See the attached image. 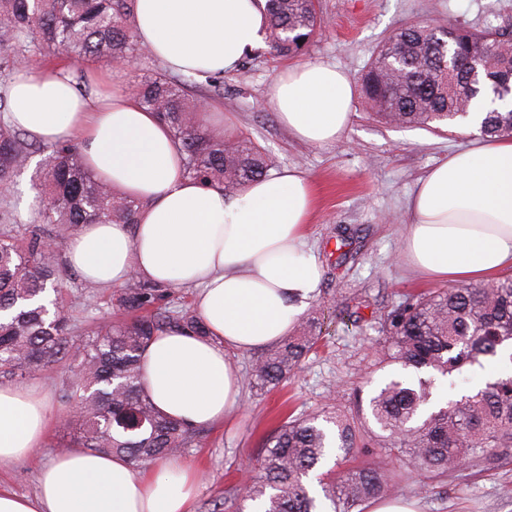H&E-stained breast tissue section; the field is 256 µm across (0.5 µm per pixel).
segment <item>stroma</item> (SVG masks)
Returning <instances> with one entry per match:
<instances>
[{"label": "stroma", "mask_w": 512, "mask_h": 512, "mask_svg": "<svg viewBox=\"0 0 512 512\" xmlns=\"http://www.w3.org/2000/svg\"><path fill=\"white\" fill-rule=\"evenodd\" d=\"M319 5L326 26L304 59L338 65L354 80L378 46L400 27L448 22L472 28L486 23L512 27V0H319ZM292 65V60L272 58L263 44L224 75V127L264 147L273 170L295 167L314 183L316 208L309 237L321 268L314 302L323 310L322 337L297 373L273 389L253 384L258 352L237 355L239 408L223 426L205 429L202 446L182 456L200 474L192 512H235L238 494L259 472L266 435L283 418L311 415L330 403L352 408L356 398H370L384 383L400 378L393 366L371 372L369 362L382 337L379 314L405 294L434 286L402 255V239L412 222L409 197L429 168L474 138L463 124L442 133L383 124L358 97L352 104L350 128L339 141L320 146L298 141L279 123L267 98L272 81ZM45 157V152L34 153L33 165L21 167L0 185V237L23 247L36 238L48 239L52 232L51 225L38 223L36 211L21 207L24 195L38 181L35 165ZM52 262L60 272L59 306L76 333L113 319L111 288L85 283L64 255L53 256ZM357 296L363 304L356 321L337 317V309ZM71 379L65 365L36 375L50 406L47 439L22 464L0 465L1 489L34 496L41 468L55 454L70 449L68 419L74 403L65 393ZM398 495L416 501L420 512H512V463L483 472L461 468L426 494L406 479Z\"/></svg>", "instance_id": "obj_1"}]
</instances>
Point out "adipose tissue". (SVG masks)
Listing matches in <instances>:
<instances>
[{
	"instance_id": "1",
	"label": "adipose tissue",
	"mask_w": 512,
	"mask_h": 512,
	"mask_svg": "<svg viewBox=\"0 0 512 512\" xmlns=\"http://www.w3.org/2000/svg\"><path fill=\"white\" fill-rule=\"evenodd\" d=\"M137 36L168 69L229 72L263 41L265 0H134ZM279 122L314 145L351 123L353 87L322 62L281 72L269 88ZM8 121L46 143L80 142L89 168L141 202L135 223L84 225L65 259L87 283L110 287L137 275L195 289L207 337L165 332L143 353L146 393L164 415L193 427L222 425L241 398L234 354L287 338L314 300L321 271L308 252L315 207L311 178L295 168L233 195L183 173L170 129L111 73L84 85L61 69L14 73ZM404 253L443 282L499 277L512 269V139H476L417 183ZM49 408L35 382L0 386V464L43 444ZM199 479L179 459L139 472L120 456L80 448L58 454L34 496L0 490V512H189Z\"/></svg>"
}]
</instances>
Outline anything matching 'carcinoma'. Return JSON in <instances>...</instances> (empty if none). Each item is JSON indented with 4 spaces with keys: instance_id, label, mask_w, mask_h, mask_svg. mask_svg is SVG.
<instances>
[{
    "instance_id": "carcinoma-1",
    "label": "carcinoma",
    "mask_w": 512,
    "mask_h": 512,
    "mask_svg": "<svg viewBox=\"0 0 512 512\" xmlns=\"http://www.w3.org/2000/svg\"><path fill=\"white\" fill-rule=\"evenodd\" d=\"M267 43L274 57L304 54L324 26L315 0H267ZM493 46L479 81L466 67L472 48ZM63 48L75 58L116 63L146 58L138 40L133 0H0V60L16 69L34 50ZM373 115L398 127L432 131L469 119L488 92L512 86V29L488 23L480 31L456 24L410 25L392 33L360 76ZM199 83L192 75L155 69L134 91L139 103L167 124L183 159L184 175L238 192L267 175L271 160L251 138L204 127ZM483 137H512V106L483 107ZM39 150L34 138L0 121V182ZM37 222L53 226L48 249L34 240L21 248L0 238V376L24 378L67 361L81 381L67 399L73 447L126 457L138 468L198 445L201 429L161 414L143 388L141 356L157 335L173 330L205 334L193 311L171 307L169 288L134 275L113 294L130 319L74 335L66 317L38 299L57 281L50 254L63 251L69 232L83 224L135 223L141 203L114 193L85 166L79 143L51 146L39 185ZM383 338L373 366L398 365L416 376L391 380L349 413L333 406L307 418H288L266 437L261 476L236 512H320L305 484L334 453L338 470L318 477L333 512H361L368 500L395 496L412 474L423 489L462 466L490 470L512 461V375L491 376L476 391L429 410L437 384L490 358L512 362V274L485 285L461 284L406 295L380 315ZM320 339L318 319L306 320L253 366L254 382L276 387L292 376ZM377 462L347 466L369 447Z\"/></svg>"
}]
</instances>
